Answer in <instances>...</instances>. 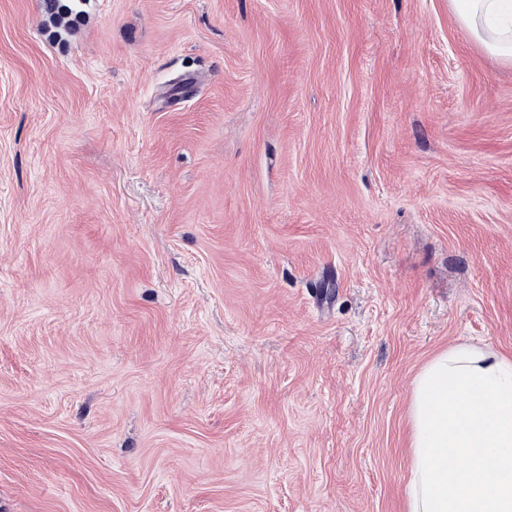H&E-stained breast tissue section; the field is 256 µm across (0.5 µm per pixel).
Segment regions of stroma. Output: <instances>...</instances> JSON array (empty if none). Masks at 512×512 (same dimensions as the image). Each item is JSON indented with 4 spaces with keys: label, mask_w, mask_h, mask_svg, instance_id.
Instances as JSON below:
<instances>
[{
    "label": "stroma",
    "mask_w": 512,
    "mask_h": 512,
    "mask_svg": "<svg viewBox=\"0 0 512 512\" xmlns=\"http://www.w3.org/2000/svg\"><path fill=\"white\" fill-rule=\"evenodd\" d=\"M0 0V512H408L413 382L512 359V65L448 0Z\"/></svg>",
    "instance_id": "obj_1"
}]
</instances>
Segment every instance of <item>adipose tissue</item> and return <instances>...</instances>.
Returning a JSON list of instances; mask_svg holds the SVG:
<instances>
[{
  "instance_id": "adipose-tissue-1",
  "label": "adipose tissue",
  "mask_w": 512,
  "mask_h": 512,
  "mask_svg": "<svg viewBox=\"0 0 512 512\" xmlns=\"http://www.w3.org/2000/svg\"><path fill=\"white\" fill-rule=\"evenodd\" d=\"M493 56L512 63V0H449ZM408 512H512V360L462 342L413 383Z\"/></svg>"
}]
</instances>
